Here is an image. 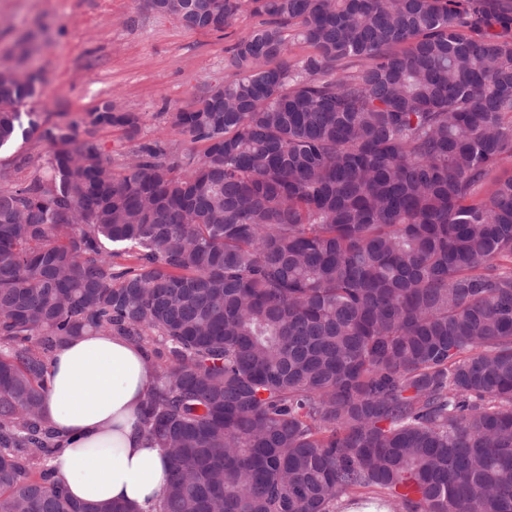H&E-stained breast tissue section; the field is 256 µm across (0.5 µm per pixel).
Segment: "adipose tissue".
<instances>
[{
	"label": "adipose tissue",
	"instance_id": "obj_1",
	"mask_svg": "<svg viewBox=\"0 0 512 512\" xmlns=\"http://www.w3.org/2000/svg\"><path fill=\"white\" fill-rule=\"evenodd\" d=\"M154 382L151 359L120 336L89 332L56 351L43 413L63 439L53 466L73 499L147 512L161 496L168 462L137 426Z\"/></svg>",
	"mask_w": 512,
	"mask_h": 512
}]
</instances>
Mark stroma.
<instances>
[{"instance_id": "1", "label": "stroma", "mask_w": 512, "mask_h": 512, "mask_svg": "<svg viewBox=\"0 0 512 512\" xmlns=\"http://www.w3.org/2000/svg\"><path fill=\"white\" fill-rule=\"evenodd\" d=\"M256 23L245 13L225 31L206 32L153 11L149 0H0V68L28 47L26 66L42 77L29 106L50 122H79L106 101L140 116L137 133L115 126L96 134L117 171L140 142L184 143L170 113L223 82L230 47ZM51 150L35 138L18 141L0 149V166L24 182Z\"/></svg>"}]
</instances>
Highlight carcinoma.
<instances>
[{
  "label": "carcinoma",
  "mask_w": 512,
  "mask_h": 512,
  "mask_svg": "<svg viewBox=\"0 0 512 512\" xmlns=\"http://www.w3.org/2000/svg\"><path fill=\"white\" fill-rule=\"evenodd\" d=\"M264 21L172 112L200 153L95 139L0 71V512L83 504L41 413L84 331L154 356L141 418L170 463L147 512H512V0H194ZM182 20L179 0H150ZM295 46L310 52L292 54ZM51 150L52 146L49 143L36 137L26 143L19 139L11 146L1 149L0 166L7 165L15 182H24L36 171L42 170Z\"/></svg>",
  "instance_id": "obj_1"
}]
</instances>
